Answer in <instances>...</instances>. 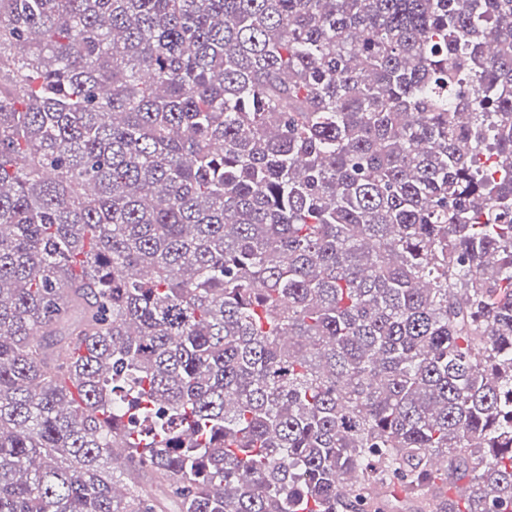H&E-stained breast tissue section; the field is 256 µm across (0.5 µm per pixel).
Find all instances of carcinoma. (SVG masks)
<instances>
[{"label":"carcinoma","mask_w":512,"mask_h":512,"mask_svg":"<svg viewBox=\"0 0 512 512\" xmlns=\"http://www.w3.org/2000/svg\"><path fill=\"white\" fill-rule=\"evenodd\" d=\"M399 503L512 512V0H0V512Z\"/></svg>","instance_id":"obj_1"}]
</instances>
